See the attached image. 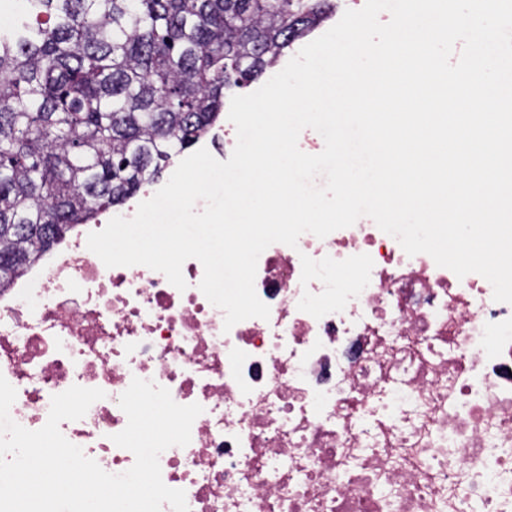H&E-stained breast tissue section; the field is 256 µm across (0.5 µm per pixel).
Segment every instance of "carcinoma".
Listing matches in <instances>:
<instances>
[{
	"label": "carcinoma",
	"mask_w": 512,
	"mask_h": 512,
	"mask_svg": "<svg viewBox=\"0 0 512 512\" xmlns=\"http://www.w3.org/2000/svg\"><path fill=\"white\" fill-rule=\"evenodd\" d=\"M328 0H23L0 36V288L159 177Z\"/></svg>",
	"instance_id": "1"
}]
</instances>
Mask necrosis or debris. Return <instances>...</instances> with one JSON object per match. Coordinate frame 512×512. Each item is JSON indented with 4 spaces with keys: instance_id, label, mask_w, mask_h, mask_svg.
<instances>
[{
    "instance_id": "obj_1",
    "label": "necrosis or debris",
    "mask_w": 512,
    "mask_h": 512,
    "mask_svg": "<svg viewBox=\"0 0 512 512\" xmlns=\"http://www.w3.org/2000/svg\"><path fill=\"white\" fill-rule=\"evenodd\" d=\"M71 232L0 289L11 418L42 428L69 387L103 399L60 425L106 472L133 378L203 408L160 458L189 512H512V303L481 275L407 255L374 224L270 245L255 289L269 319L224 330L187 260L185 290L106 267Z\"/></svg>"
}]
</instances>
